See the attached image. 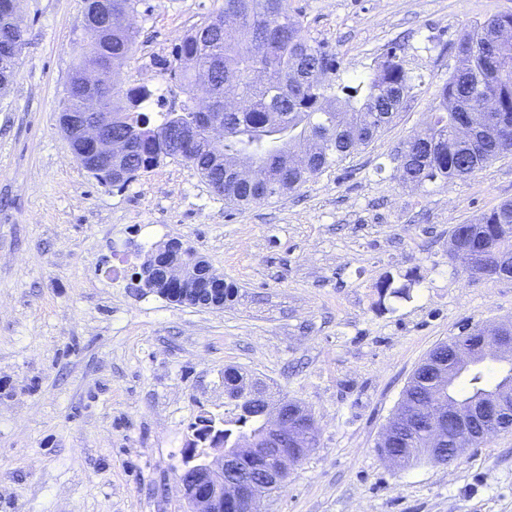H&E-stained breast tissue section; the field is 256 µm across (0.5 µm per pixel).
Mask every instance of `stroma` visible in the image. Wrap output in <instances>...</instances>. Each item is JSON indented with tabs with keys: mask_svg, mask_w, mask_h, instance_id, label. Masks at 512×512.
<instances>
[{
	"mask_svg": "<svg viewBox=\"0 0 512 512\" xmlns=\"http://www.w3.org/2000/svg\"><path fill=\"white\" fill-rule=\"evenodd\" d=\"M224 0H143L119 83ZM345 74L405 47L422 83L367 145L296 190L237 206L166 159L117 189L59 126L84 0H20L28 44L0 93V512H186L175 477L190 428L226 410L224 371L313 414L317 443L261 512H512V432L450 464L398 469L376 444L441 342L512 320V278L466 272L453 228L512 201V155L449 185L403 183L461 34L512 0H291ZM177 238L237 288L224 309L131 288Z\"/></svg>",
	"mask_w": 512,
	"mask_h": 512,
	"instance_id": "stroma-1",
	"label": "stroma"
}]
</instances>
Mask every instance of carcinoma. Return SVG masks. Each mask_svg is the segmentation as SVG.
I'll return each mask as SVG.
<instances>
[{"instance_id": "cac0c4a2", "label": "carcinoma", "mask_w": 512, "mask_h": 512, "mask_svg": "<svg viewBox=\"0 0 512 512\" xmlns=\"http://www.w3.org/2000/svg\"><path fill=\"white\" fill-rule=\"evenodd\" d=\"M142 0H112V36L85 49L74 42L71 76L90 63L112 62V82L138 46V31L127 25ZM15 0H0V86L9 87L26 31L10 24ZM402 48L392 44L363 74L342 75L334 52L307 36L300 15L288 0H224L208 21L194 26L176 48V64L164 65L155 83H138L112 94V137L130 141L122 188L167 158L181 156V134L197 132L200 146L185 162L210 183H223L224 197L239 203H263L296 189L339 165L358 147L388 126L422 75L407 67ZM458 65L442 84L439 102L425 129L396 154L405 182L422 186L464 179L512 153V14L493 16L464 32L456 45ZM217 87L232 84L241 106L222 113L224 138L205 132L207 120L195 105L199 74ZM178 89L176 108H165V91ZM240 159L257 170L258 184L234 176ZM450 244L479 257L478 269L489 279L512 277V203L484 215L477 224H458ZM454 394L467 399L503 387L512 391V367L495 378L484 366L460 374L450 371ZM436 388L435 377L418 367L403 392L401 405L412 407ZM272 396L224 418V442L239 435L259 441ZM424 428L415 427L404 466L424 460Z\"/></svg>"}]
</instances>
